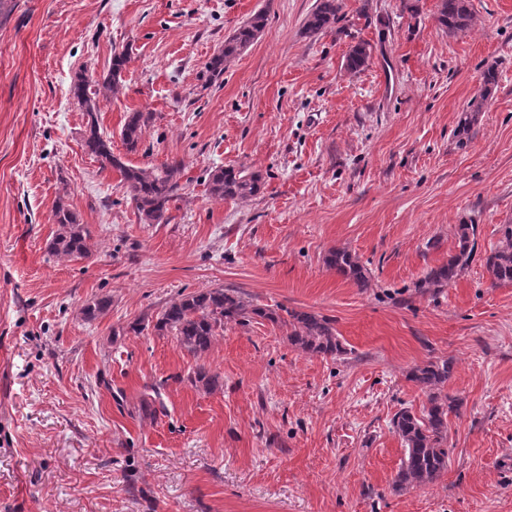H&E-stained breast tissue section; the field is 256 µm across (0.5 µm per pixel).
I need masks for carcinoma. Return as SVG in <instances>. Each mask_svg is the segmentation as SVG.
I'll return each instance as SVG.
<instances>
[{"label": "carcinoma", "mask_w": 512, "mask_h": 512, "mask_svg": "<svg viewBox=\"0 0 512 512\" xmlns=\"http://www.w3.org/2000/svg\"><path fill=\"white\" fill-rule=\"evenodd\" d=\"M342 9V0H317L315 8L304 22L308 34H318L332 28ZM474 14L470 0H439L437 21L450 33L462 32L472 26ZM265 14H252L242 25L224 39V46L208 63L210 79L224 74V65L245 51L265 26ZM370 45L364 41L352 46L346 55V68L358 72L367 66ZM129 61L126 51L115 52L108 72L96 81L97 88L89 91L90 81L79 75L70 88L74 100L86 112L83 136L85 151L95 157L101 167H113L121 174L126 197L134 205L145 224H166L169 203L182 190L180 174L183 163L172 161L160 169L142 168L123 163L112 152V140L100 130L96 116V95L115 94L122 82V72ZM485 95L468 103L460 114L456 133L464 140L474 134ZM153 119L150 112L135 111L128 114L120 136L127 151L135 152L142 143L146 127ZM262 187L260 173L243 166H219L208 175L207 191L215 200L248 199L257 195ZM54 223L58 229L49 243V252L55 256L83 258L90 252V234L80 224L76 214L62 201L55 206ZM503 245L486 258V267L495 284H512V224L502 225ZM476 225L460 224L455 234L453 249L448 260L430 268L415 283L420 292L437 293L464 272L474 259ZM326 265L336 274L353 282L359 288L368 286L367 270L349 251L336 249L326 256ZM256 318L266 319L286 328L288 341L304 353L340 357L347 354L336 332L335 321L315 312L260 307L232 288H210L181 296L167 304L154 324L160 336L172 335L189 354L200 357L208 352L217 336L224 332V324L235 322L246 326ZM454 370L453 362L446 359L429 361L414 367L409 378L427 396L422 415L407 408L396 412L391 420L392 430L403 444V457L393 486L400 491L426 487L437 481L446 471L451 449L448 448V415L457 413L463 399L451 396L443 389ZM195 388L211 391L219 386L218 376L203 365L196 366L187 375Z\"/></svg>", "instance_id": "cac0c4a2"}]
</instances>
